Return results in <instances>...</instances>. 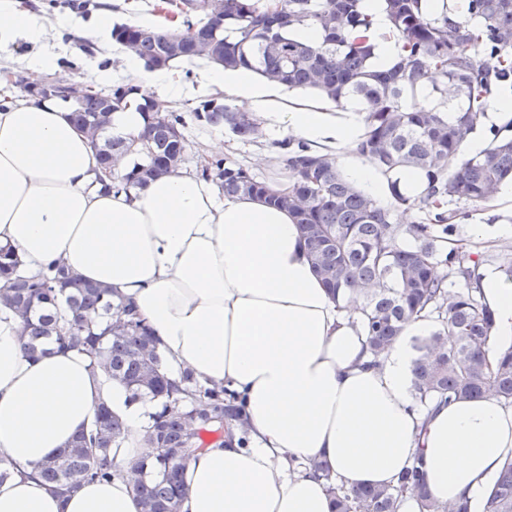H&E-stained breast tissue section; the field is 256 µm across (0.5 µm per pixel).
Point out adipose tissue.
Masks as SVG:
<instances>
[{
  "instance_id": "ef3b65f1",
  "label": "adipose tissue",
  "mask_w": 512,
  "mask_h": 512,
  "mask_svg": "<svg viewBox=\"0 0 512 512\" xmlns=\"http://www.w3.org/2000/svg\"><path fill=\"white\" fill-rule=\"evenodd\" d=\"M377 66L399 52L381 0H363ZM47 40L42 18L22 0H0V46ZM113 57L137 92L111 127L136 137L138 107L156 97L189 98L174 68L147 71L121 45ZM202 90L236 97L271 129L289 127L321 150L354 152L358 107L290 110L280 89L245 68L206 64ZM87 136L57 98L15 97L0 111V246L33 274L63 262L82 281L103 283L134 302L171 371L246 398L251 444H213L186 465L180 512H330L327 486L395 485L420 463L440 504L478 498L512 458V405L487 394L418 409L412 340L431 319L412 321L372 362L357 315L340 309L316 275L287 211L249 197L220 195L210 181L178 170L134 192H98ZM477 294L494 317L493 337L512 345V279L486 268ZM20 319L0 307V457L17 469L0 484V512H142L122 477L63 495L34 467L90 426L100 400L128 433L113 449L127 466L154 407L131 404L123 385L92 372L86 356L30 357ZM320 461L326 477L311 465Z\"/></svg>"
}]
</instances>
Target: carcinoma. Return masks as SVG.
<instances>
[{"instance_id":"carcinoma-1","label":"carcinoma","mask_w":512,"mask_h":512,"mask_svg":"<svg viewBox=\"0 0 512 512\" xmlns=\"http://www.w3.org/2000/svg\"><path fill=\"white\" fill-rule=\"evenodd\" d=\"M361 0H168L182 27L164 30L116 24L112 39L155 70L176 61L205 59L226 69L246 68L270 83L308 89L338 106L360 107L363 132L357 152L388 175L420 172L425 187L417 196L388 181L394 204L403 211H426L413 224L407 244L397 238L391 212L341 172L336 154L306 142L281 144L280 161L288 190L261 181L228 157L213 158L198 174L216 181L227 196H247L288 211L306 240L308 256L336 303L360 315L374 358L384 354L419 314L437 315L431 335L415 339L414 389L420 403L452 402L493 393L512 404V348L490 356L494 320L477 297L480 256L438 242L453 235L445 210L456 197L472 211L493 200L512 180V139L492 133L487 146L465 154L463 146L482 127L491 101L512 91V0H466L462 12L431 11L430 0H383L401 42L387 67L374 65L371 21ZM313 27L317 41L295 37ZM452 87L448 107H417L416 95L435 97ZM134 86L110 93L88 88L73 99L72 118L87 130L98 170L116 173L98 179L100 190L127 192L182 166L187 141L185 118L160 112L155 101L140 106L146 118L143 159L117 175L132 154L133 140L109 133L112 113L122 108ZM206 125L226 129L241 140L262 136L254 114L211 99L193 110ZM443 264L463 282L448 291ZM9 249L0 248V306L23 324L24 347L32 355L60 349L87 356L94 371L124 385L130 403L158 402L141 447L152 453L126 469L112 449L126 439L123 420L105 402L96 407L92 428L37 465L40 477L66 494L84 483L115 476L129 479L142 512H179L185 496L183 470L207 448L203 434L224 437L231 422L243 424L245 405L228 389L203 384L190 370L173 375L165 367L137 308L114 298L111 289L82 283L63 263L42 275L27 276ZM333 512H401L403 494L418 512H472L471 500L434 502L421 467L405 469L392 488L363 487L347 493L329 484ZM481 512H512V460L503 463L485 493Z\"/></svg>"}]
</instances>
